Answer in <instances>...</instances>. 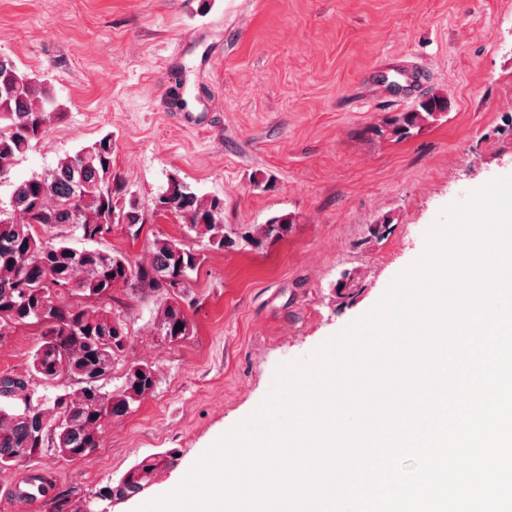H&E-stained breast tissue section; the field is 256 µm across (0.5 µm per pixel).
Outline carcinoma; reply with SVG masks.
I'll return each mask as SVG.
<instances>
[{
    "label": "carcinoma",
    "mask_w": 512,
    "mask_h": 512,
    "mask_svg": "<svg viewBox=\"0 0 512 512\" xmlns=\"http://www.w3.org/2000/svg\"><path fill=\"white\" fill-rule=\"evenodd\" d=\"M445 110V100L432 96L419 104V110L395 118L392 134L405 138ZM63 116L49 87L20 72L13 60L0 57V181L9 178L17 158ZM122 195V186L112 178V135L106 134L48 172L18 183L9 206L0 205V284L16 280L27 287L24 299L16 289L0 287V327L28 324L29 314L49 306L51 321L42 326L32 372L47 383L65 376L81 384L75 393L35 398L26 379L0 377V396L23 395L19 411L0 409V468L17 464L18 456L34 447L37 427L43 421L50 432L47 447L68 450L71 459L88 457L99 447L104 422L128 411L156 386L152 369L140 364L128 369L123 394L117 400L94 379L100 369H112L130 343L126 324L112 314V289L121 286L132 292L156 293L168 279L189 277L197 267V255L177 239L158 240L151 262L143 266L121 253L76 251L59 233L66 226L84 234L100 223L144 224L136 201L123 200ZM154 213L178 215L190 231L204 228L209 243L220 248L233 243L224 233L223 201L200 197L177 179L170 180L156 197ZM36 225L45 229V235L34 232ZM288 230V218L273 217L246 239L255 244L278 240ZM49 274L67 277L72 283L47 303L42 291ZM72 297L94 298L99 309L72 302ZM179 323L182 328L177 330ZM160 330L172 341L189 335L187 314L173 296L164 298ZM161 463L160 459L133 466L99 489L97 497L110 501L140 493Z\"/></svg>",
    "instance_id": "1"
}]
</instances>
